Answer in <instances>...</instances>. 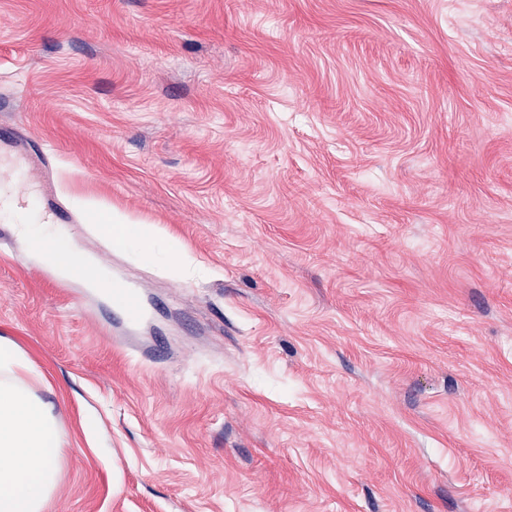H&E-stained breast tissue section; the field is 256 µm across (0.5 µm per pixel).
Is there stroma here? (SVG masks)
Listing matches in <instances>:
<instances>
[{
  "label": "stroma",
  "mask_w": 512,
  "mask_h": 512,
  "mask_svg": "<svg viewBox=\"0 0 512 512\" xmlns=\"http://www.w3.org/2000/svg\"><path fill=\"white\" fill-rule=\"evenodd\" d=\"M12 121L165 305L114 331L0 220L53 512H512V0H0ZM113 224H97L98 229L112 235L114 243L121 246H132L142 250L147 257L153 256L156 247V234L149 224H125L121 218L112 215Z\"/></svg>",
  "instance_id": "1"
}]
</instances>
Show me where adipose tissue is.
Returning <instances> with one entry per match:
<instances>
[{"instance_id": "adipose-tissue-1", "label": "adipose tissue", "mask_w": 512, "mask_h": 512, "mask_svg": "<svg viewBox=\"0 0 512 512\" xmlns=\"http://www.w3.org/2000/svg\"><path fill=\"white\" fill-rule=\"evenodd\" d=\"M10 220L47 267L61 277L69 274L78 253L60 243L54 225L39 223L32 208L12 211ZM103 230L118 245L139 248L148 257L155 252L151 225L116 217ZM37 373L19 347L0 336V512H49L59 482L57 453L65 435L30 388Z\"/></svg>"}]
</instances>
